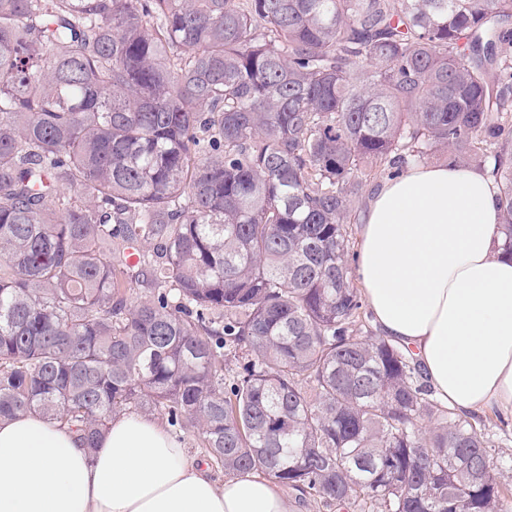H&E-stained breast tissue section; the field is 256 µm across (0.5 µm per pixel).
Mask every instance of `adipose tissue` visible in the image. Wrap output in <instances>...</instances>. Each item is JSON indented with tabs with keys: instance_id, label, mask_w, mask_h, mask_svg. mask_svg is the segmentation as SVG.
Returning a JSON list of instances; mask_svg holds the SVG:
<instances>
[{
	"instance_id": "1",
	"label": "adipose tissue",
	"mask_w": 512,
	"mask_h": 512,
	"mask_svg": "<svg viewBox=\"0 0 512 512\" xmlns=\"http://www.w3.org/2000/svg\"><path fill=\"white\" fill-rule=\"evenodd\" d=\"M488 173L416 165L374 192L355 274L382 335L461 415L512 412V256ZM0 512H296L273 480L217 482L156 420L122 415L95 451L38 414L0 422Z\"/></svg>"
}]
</instances>
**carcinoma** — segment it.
<instances>
[{
    "label": "carcinoma",
    "mask_w": 512,
    "mask_h": 512,
    "mask_svg": "<svg viewBox=\"0 0 512 512\" xmlns=\"http://www.w3.org/2000/svg\"><path fill=\"white\" fill-rule=\"evenodd\" d=\"M430 155L489 171L512 255V0H0V419L92 450L157 414L338 512H512L351 281L363 179Z\"/></svg>",
    "instance_id": "1"
}]
</instances>
